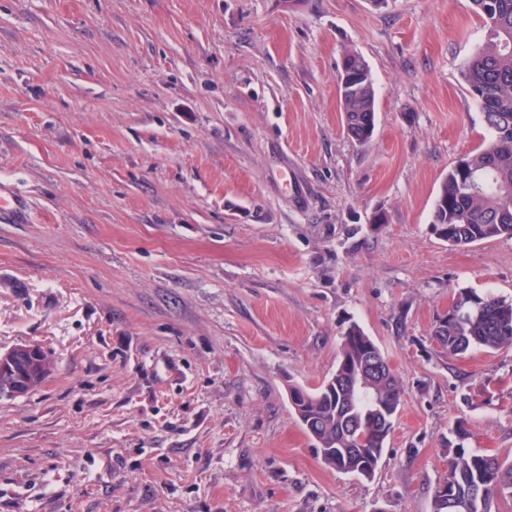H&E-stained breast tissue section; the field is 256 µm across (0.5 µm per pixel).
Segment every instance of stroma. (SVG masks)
<instances>
[{"mask_svg": "<svg viewBox=\"0 0 512 512\" xmlns=\"http://www.w3.org/2000/svg\"><path fill=\"white\" fill-rule=\"evenodd\" d=\"M469 0H0V348L56 369L0 400V512H431L457 452L512 460V346L448 355L512 238L432 228L491 138ZM374 80L372 138L337 77ZM359 326L403 397L374 476L323 463L288 388ZM344 72L338 82L343 125L347 135L365 143L373 135L376 121V102L370 69L363 57L349 49L343 54ZM346 74L344 87L342 76ZM25 217L23 199L9 185L0 182V220L21 224Z\"/></svg>", "mask_w": 512, "mask_h": 512, "instance_id": "1", "label": "stroma"}]
</instances>
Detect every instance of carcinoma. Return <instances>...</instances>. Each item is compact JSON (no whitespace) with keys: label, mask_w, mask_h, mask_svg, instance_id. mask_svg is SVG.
Segmentation results:
<instances>
[{"label":"carcinoma","mask_w":512,"mask_h":512,"mask_svg":"<svg viewBox=\"0 0 512 512\" xmlns=\"http://www.w3.org/2000/svg\"><path fill=\"white\" fill-rule=\"evenodd\" d=\"M490 31L489 39L462 64L461 74L493 132L485 147L457 162L438 190L434 202V232L453 246H464L500 236L512 237V0H470ZM345 85L338 87L347 135L365 143L373 135L376 102L370 69L363 57L349 49L343 54ZM482 174L484 187L472 195L464 186L463 171ZM460 317L439 318L434 336L450 355L473 347L498 349L512 346V303L492 295L461 291L453 302ZM350 327L342 337L340 357L360 359L357 338ZM303 428L313 427L317 447L326 449L324 463L365 478L369 458L380 462L388 434L383 423L392 422L401 405L402 387L396 375L377 382L367 393L326 380L313 391L299 388ZM494 484L483 506L473 512H491L497 499L512 498V461L488 454L458 453L448 463L442 481L448 498L469 503L481 487Z\"/></svg>","instance_id":"1"}]
</instances>
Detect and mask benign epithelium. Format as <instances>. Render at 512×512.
Instances as JSON below:
<instances>
[{"mask_svg": "<svg viewBox=\"0 0 512 512\" xmlns=\"http://www.w3.org/2000/svg\"><path fill=\"white\" fill-rule=\"evenodd\" d=\"M53 358L35 343L18 344L0 351V398L23 396L37 387L51 374ZM387 366L380 359L378 350L368 354L356 368L352 379L355 386L370 385L373 375Z\"/></svg>", "mask_w": 512, "mask_h": 512, "instance_id": "7a95c632", "label": "benign epithelium"}]
</instances>
